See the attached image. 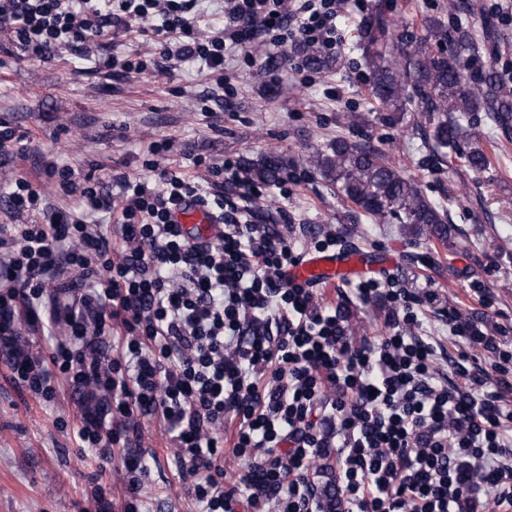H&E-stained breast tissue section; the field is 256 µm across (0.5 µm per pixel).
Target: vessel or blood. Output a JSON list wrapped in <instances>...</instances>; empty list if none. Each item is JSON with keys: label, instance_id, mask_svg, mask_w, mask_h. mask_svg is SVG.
Returning a JSON list of instances; mask_svg holds the SVG:
<instances>
[{"label": "vessel or blood", "instance_id": "vessel-or-blood-1", "mask_svg": "<svg viewBox=\"0 0 512 512\" xmlns=\"http://www.w3.org/2000/svg\"><path fill=\"white\" fill-rule=\"evenodd\" d=\"M174 221L187 229L196 228L207 237L214 233L209 211L193 199L181 205L174 214ZM379 262V256L374 253L308 252L289 268L288 277L303 285L336 284L353 274L378 266Z\"/></svg>", "mask_w": 512, "mask_h": 512}]
</instances>
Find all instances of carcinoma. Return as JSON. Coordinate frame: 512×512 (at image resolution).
<instances>
[{"label": "carcinoma", "instance_id": "carcinoma-1", "mask_svg": "<svg viewBox=\"0 0 512 512\" xmlns=\"http://www.w3.org/2000/svg\"><path fill=\"white\" fill-rule=\"evenodd\" d=\"M359 49L369 72L371 93L389 119L412 117L414 130L432 145L436 158L469 142L459 154L470 171L487 169L490 157L472 129L463 125L477 115L512 142V86L492 66L478 63L480 39L464 17L448 25L432 17L419 30H409L378 10L361 28ZM298 55L313 71L339 66L299 44ZM307 163L336 191L378 223L396 221L417 236L445 241L450 224L443 203L425 195L418 184L387 163L367 142L338 137L308 155ZM262 183H275L284 170L282 159L269 155L255 167L244 162Z\"/></svg>", "mask_w": 512, "mask_h": 512}]
</instances>
